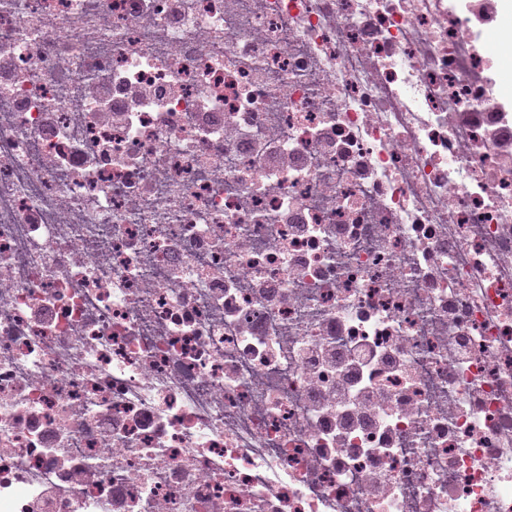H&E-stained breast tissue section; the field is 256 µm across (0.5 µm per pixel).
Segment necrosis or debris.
<instances>
[{"mask_svg":"<svg viewBox=\"0 0 512 512\" xmlns=\"http://www.w3.org/2000/svg\"><path fill=\"white\" fill-rule=\"evenodd\" d=\"M500 0H0V512H512Z\"/></svg>","mask_w":512,"mask_h":512,"instance_id":"necrosis-or-debris-1","label":"necrosis or debris"}]
</instances>
